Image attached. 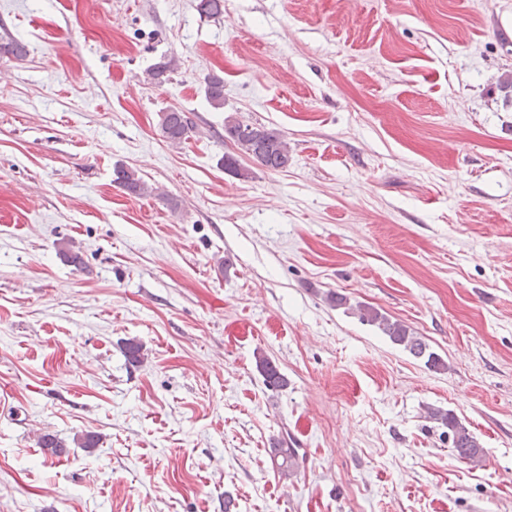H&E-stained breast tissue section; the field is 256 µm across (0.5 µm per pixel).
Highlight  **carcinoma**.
Masks as SVG:
<instances>
[{
  "instance_id": "1",
  "label": "carcinoma",
  "mask_w": 512,
  "mask_h": 512,
  "mask_svg": "<svg viewBox=\"0 0 512 512\" xmlns=\"http://www.w3.org/2000/svg\"><path fill=\"white\" fill-rule=\"evenodd\" d=\"M197 8L200 14L215 18L223 12L224 0H198ZM176 69V60L172 57L165 58L147 70V80L152 84L161 85L169 81L170 74ZM204 93L212 107L224 108V78L217 74L207 75ZM159 126L163 138L175 147L185 143L196 132V124L190 113L177 108L161 112ZM224 139L231 141L237 150L235 154L224 155V168L236 176L248 177V171L240 164L242 157L250 158L271 171H281L290 164L288 142L275 128L245 124L230 114L224 118ZM114 182L135 196H150L154 193V188L132 169L116 168ZM355 311L361 322L376 327L392 343L403 347L413 357L424 360L429 368L447 369L445 361L402 322L393 320L377 308L366 304H357ZM256 365L268 389L277 391L287 385L285 376L267 357H256ZM426 418L445 428L444 436L448 438L450 448L458 458L471 462L481 458L482 446L454 413L429 407L426 409ZM298 457V449L288 447L286 439L273 440L270 460L281 475L287 477L294 473Z\"/></svg>"
}]
</instances>
